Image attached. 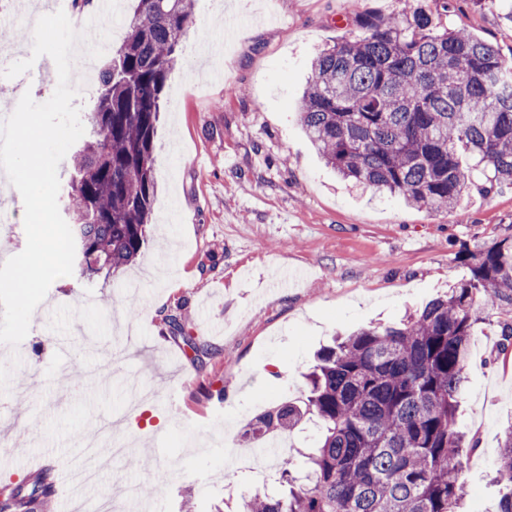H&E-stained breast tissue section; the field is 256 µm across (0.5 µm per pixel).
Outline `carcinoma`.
I'll list each match as a JSON object with an SVG mask.
<instances>
[{"label":"carcinoma","instance_id":"1","mask_svg":"<svg viewBox=\"0 0 512 512\" xmlns=\"http://www.w3.org/2000/svg\"><path fill=\"white\" fill-rule=\"evenodd\" d=\"M122 44L98 68L88 136L60 201L81 272L110 276L145 243L157 184L154 137L170 70L194 25L193 0H134ZM409 7L400 22L353 10L363 36L314 59L303 131L325 164L356 186L449 213L478 180L512 184V62L465 30L439 29L448 0ZM448 295L397 324L323 348L305 399L247 424L249 439L292 433L304 417L322 433L300 458L282 456L277 485L242 498L240 512H460L456 428L471 337L487 324L512 338V236L469 263ZM496 512H512V426L499 442ZM5 494L15 512H47L41 471Z\"/></svg>","mask_w":512,"mask_h":512}]
</instances>
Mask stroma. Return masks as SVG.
I'll return each mask as SVG.
<instances>
[{
    "mask_svg": "<svg viewBox=\"0 0 512 512\" xmlns=\"http://www.w3.org/2000/svg\"><path fill=\"white\" fill-rule=\"evenodd\" d=\"M195 30L163 93L158 176L147 240L114 280L74 272L50 286L0 393L6 432L0 485L88 461L79 438L108 418L132 452L82 499L131 505L124 483L155 488L152 512H220L259 486L247 421L300 397L317 350L334 334L400 319L466 278L463 257L512 234V185L472 189L450 214L339 179L299 123L317 54L355 38L347 0H193ZM235 17L225 39L220 22ZM441 25L462 28L512 60V23L498 8L456 0ZM54 61L0 77V109L24 93L46 102ZM181 315L192 344L171 338ZM512 420V347L486 326L472 338L457 428L481 432L462 459L464 512H494L499 434Z\"/></svg>",
    "mask_w": 512,
    "mask_h": 512,
    "instance_id": "obj_1",
    "label": "stroma"
}]
</instances>
